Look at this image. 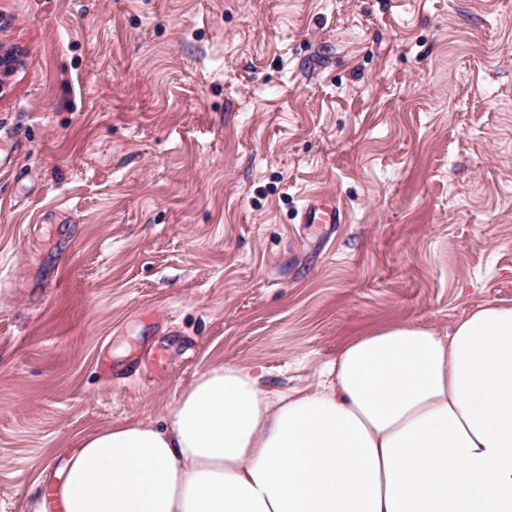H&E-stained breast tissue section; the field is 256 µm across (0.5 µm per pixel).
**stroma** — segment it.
Here are the masks:
<instances>
[{"mask_svg": "<svg viewBox=\"0 0 512 512\" xmlns=\"http://www.w3.org/2000/svg\"><path fill=\"white\" fill-rule=\"evenodd\" d=\"M6 52L0 512L210 367L512 304V0H0ZM341 221L339 206L325 195H315L309 199L301 214V223L304 224H341Z\"/></svg>", "mask_w": 512, "mask_h": 512, "instance_id": "35a3bbf8", "label": "stroma"}]
</instances>
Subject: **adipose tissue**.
<instances>
[{
	"instance_id": "1",
	"label": "adipose tissue",
	"mask_w": 512,
	"mask_h": 512,
	"mask_svg": "<svg viewBox=\"0 0 512 512\" xmlns=\"http://www.w3.org/2000/svg\"><path fill=\"white\" fill-rule=\"evenodd\" d=\"M61 512H512V306L354 337L310 391L224 364L164 426L90 433Z\"/></svg>"
}]
</instances>
